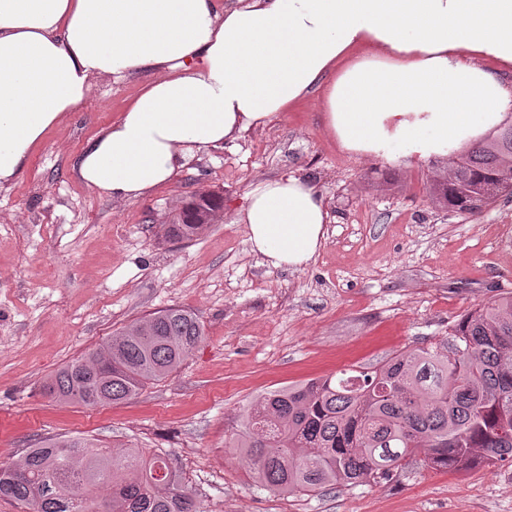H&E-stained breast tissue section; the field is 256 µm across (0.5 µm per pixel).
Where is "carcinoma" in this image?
<instances>
[{"instance_id":"carcinoma-1","label":"carcinoma","mask_w":512,"mask_h":512,"mask_svg":"<svg viewBox=\"0 0 512 512\" xmlns=\"http://www.w3.org/2000/svg\"><path fill=\"white\" fill-rule=\"evenodd\" d=\"M437 192L471 216L511 196L512 124L449 152ZM199 201L160 225L163 236H201L209 225L191 223ZM203 337L196 314L166 308L59 368L45 389L86 407L124 402L175 372ZM227 447L281 494L376 480L419 451L446 471L512 463V292L471 309L434 346L259 395ZM0 499L21 512H202L167 454L81 436L37 442L1 466Z\"/></svg>"}]
</instances>
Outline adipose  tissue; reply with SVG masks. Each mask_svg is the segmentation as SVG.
Here are the masks:
<instances>
[{
    "mask_svg": "<svg viewBox=\"0 0 512 512\" xmlns=\"http://www.w3.org/2000/svg\"><path fill=\"white\" fill-rule=\"evenodd\" d=\"M511 70L512 0H0V187L101 78L149 76L78 158L88 187L125 202L316 91L344 150L430 159L502 123ZM233 221L264 264L299 270L328 211L284 176Z\"/></svg>",
    "mask_w": 512,
    "mask_h": 512,
    "instance_id": "1",
    "label": "adipose tissue"
}]
</instances>
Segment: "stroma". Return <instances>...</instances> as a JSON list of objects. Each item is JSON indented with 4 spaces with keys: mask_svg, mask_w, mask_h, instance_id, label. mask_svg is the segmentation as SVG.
Instances as JSON below:
<instances>
[{
    "mask_svg": "<svg viewBox=\"0 0 512 512\" xmlns=\"http://www.w3.org/2000/svg\"><path fill=\"white\" fill-rule=\"evenodd\" d=\"M147 74L95 81L0 189V465L38 441L89 436L169 454L202 512H512V463L438 471L423 454L384 478L284 495L254 482L224 439L258 395L438 343L467 311L512 290V198L476 216L436 201L446 158L394 164L340 148L319 95L224 147L169 184L117 202L77 170ZM302 176L322 192L326 240L300 270L264 265L233 213L258 182ZM223 211L192 241L159 224L192 194ZM194 311L205 337L172 375L95 408L44 391L62 364L133 320Z\"/></svg>",
    "mask_w": 512,
    "mask_h": 512,
    "instance_id": "35a3bbf8",
    "label": "stroma"
}]
</instances>
